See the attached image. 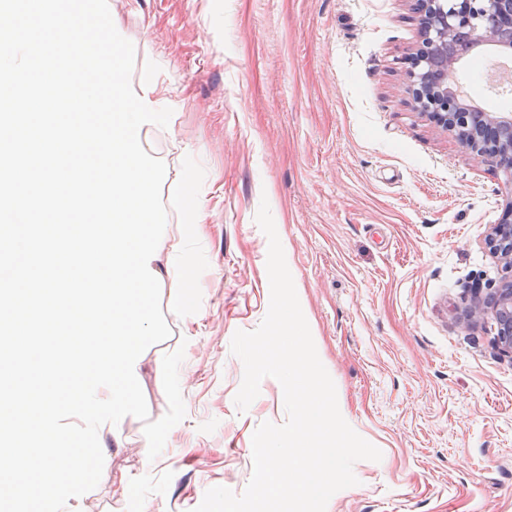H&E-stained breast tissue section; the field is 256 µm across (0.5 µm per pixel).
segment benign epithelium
<instances>
[{
    "mask_svg": "<svg viewBox=\"0 0 512 512\" xmlns=\"http://www.w3.org/2000/svg\"><path fill=\"white\" fill-rule=\"evenodd\" d=\"M422 41L413 53L405 93L413 110L430 114L462 148L503 170L508 178L507 215L493 224L486 237L489 251L512 271V113L471 112L448 94V46L468 38V30L482 10L495 13L494 30L482 34L491 43L512 50V0H418ZM489 308L494 316L500 349L512 355V279L493 293Z\"/></svg>",
    "mask_w": 512,
    "mask_h": 512,
    "instance_id": "benign-epithelium-1",
    "label": "benign epithelium"
}]
</instances>
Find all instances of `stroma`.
<instances>
[{"mask_svg":"<svg viewBox=\"0 0 512 512\" xmlns=\"http://www.w3.org/2000/svg\"><path fill=\"white\" fill-rule=\"evenodd\" d=\"M110 0L135 68L160 67L174 134L149 149L172 170H205L200 310L167 316L139 384L150 420L168 402L154 361L194 336L180 370L184 419L157 459L128 417L125 447L100 441L98 486L77 512H193L207 489L242 494L252 436L287 420L280 383L234 399L236 331L270 302L268 201L341 414L382 452L326 512H512V356L492 316L470 319L512 277L485 236L506 204L505 175L415 112L402 91L419 41L408 0ZM470 101L512 113V93L456 69Z\"/></svg>","mask_w":512,"mask_h":512,"instance_id":"1","label":"stroma"}]
</instances>
